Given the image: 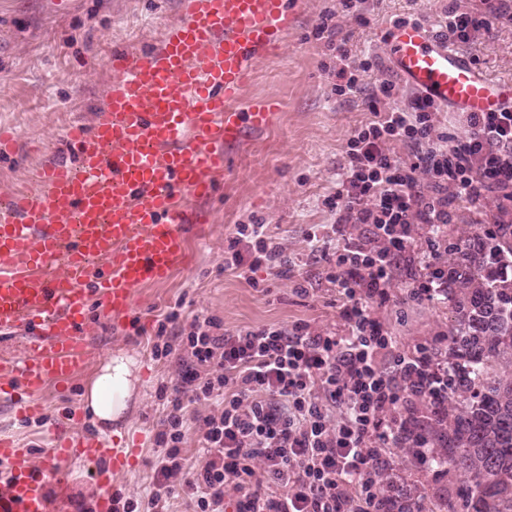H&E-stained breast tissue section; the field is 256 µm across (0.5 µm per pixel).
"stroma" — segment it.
<instances>
[{"label": "stroma", "mask_w": 512, "mask_h": 512, "mask_svg": "<svg viewBox=\"0 0 512 512\" xmlns=\"http://www.w3.org/2000/svg\"><path fill=\"white\" fill-rule=\"evenodd\" d=\"M450 0H380L371 10L368 26L340 22L338 38L347 39L356 59L372 56L375 65L364 76L360 92L339 96L336 50L327 39H316L315 26L324 11L339 9V0H297V22L280 53L255 66L245 88L241 108L257 99L278 102L280 109L266 130L250 134L230 150L233 171L215 196L198 203L209 216L202 239L193 241L187 267L177 269L160 287L138 290L132 315L120 322L99 311L89 319L91 360L84 372L65 386L49 385L43 394L45 414L25 420L0 403V435L28 449L35 464L45 461L44 448L52 428L73 426L91 439L100 436L92 416L71 425L83 409L87 381L111 354L133 356L141 384L117 440L127 460L115 475L112 492L123 498L145 500L162 449L155 435L164 417L158 388L178 394L181 367L176 360H155L152 345L158 319L172 310L180 324L194 317L219 319L225 332L256 329L271 323L307 324L310 332L347 335L340 299L329 277L336 266V248L312 250L308 236L331 235L335 215L325 206L349 168L346 141L355 128L370 119L365 98L383 79L396 88L380 98V110L404 107L412 89L392 69L382 32L396 18L415 16L435 25ZM182 0H0V125L10 127L15 140L0 153V197L26 187L34 171L60 158H73L64 139L72 122L92 124L105 104L112 73L105 59L112 49L131 52L156 45L166 25L182 18ZM491 78L512 80V25L493 26L464 48ZM494 205L476 210L456 208L446 233L431 239L420 227L417 246L432 250L438 261L455 259L456 248L487 224ZM261 222L288 256L290 274L273 275L266 268L233 270L224 265V251L237 225ZM414 278L400 273L388 301L373 305L377 319L388 330L397 350L445 348L452 320L444 297L414 300L409 296ZM389 475L396 487L416 492L448 489L458 483L455 474L433 477L418 471L410 455L395 450L389 457ZM95 462L73 461L66 477L68 490L55 496L50 512H72V502H96Z\"/></svg>", "instance_id": "stroma-1"}]
</instances>
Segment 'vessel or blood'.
Here are the masks:
<instances>
[{
	"mask_svg": "<svg viewBox=\"0 0 512 512\" xmlns=\"http://www.w3.org/2000/svg\"><path fill=\"white\" fill-rule=\"evenodd\" d=\"M183 11L158 45L112 51L103 112L66 131L76 162L54 163L0 199V335L25 345L22 357L0 358V402L24 418L42 417L47 386L87 366L92 307L127 318L140 288L169 280L203 221L191 201L214 196L231 172L230 148L277 112L238 101L296 25L288 0H183ZM385 49L410 87L449 111L512 109V81L492 80L423 23L394 25ZM48 457L37 466L0 437V512H47L50 484L79 457L109 460L94 477L98 512H110L124 449L58 432Z\"/></svg>",
	"mask_w": 512,
	"mask_h": 512,
	"instance_id": "1",
	"label": "vessel or blood"
}]
</instances>
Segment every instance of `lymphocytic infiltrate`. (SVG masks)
<instances>
[{
  "mask_svg": "<svg viewBox=\"0 0 512 512\" xmlns=\"http://www.w3.org/2000/svg\"><path fill=\"white\" fill-rule=\"evenodd\" d=\"M512 23V0H453L436 35L467 46L493 24ZM346 143L349 170L325 203L334 212L339 247L331 280L348 333L310 334L307 326L276 323L234 333L211 317L179 328L177 311L159 320L153 355L180 354V385L189 400L213 410L198 421L204 460L184 450L185 403L168 399L156 435L158 461L148 505L175 493L193 512H378L385 450L400 428V412L415 397L405 382L425 356L397 351L369 305L386 300L399 268L422 269L412 297L433 298L448 286L447 266L413 247L417 225L440 237L455 206L478 207L488 196L498 212L512 210V110L467 115L464 137L436 134L442 107L413 93L408 108L380 111ZM405 144L408 160L392 144ZM361 226L349 237L348 225ZM224 265L288 273V262L264 225H238ZM179 344H171V337Z\"/></svg>",
  "mask_w": 512,
  "mask_h": 512,
  "instance_id": "lymphocytic-infiltrate-1",
  "label": "lymphocytic infiltrate"
}]
</instances>
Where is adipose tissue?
Returning a JSON list of instances; mask_svg holds the SVG:
<instances>
[{
	"instance_id": "ef3b65f1",
	"label": "adipose tissue",
	"mask_w": 512,
	"mask_h": 512,
	"mask_svg": "<svg viewBox=\"0 0 512 512\" xmlns=\"http://www.w3.org/2000/svg\"><path fill=\"white\" fill-rule=\"evenodd\" d=\"M138 380L133 357L123 353L112 355L102 363L88 384L84 404L99 424L120 423Z\"/></svg>"
}]
</instances>
